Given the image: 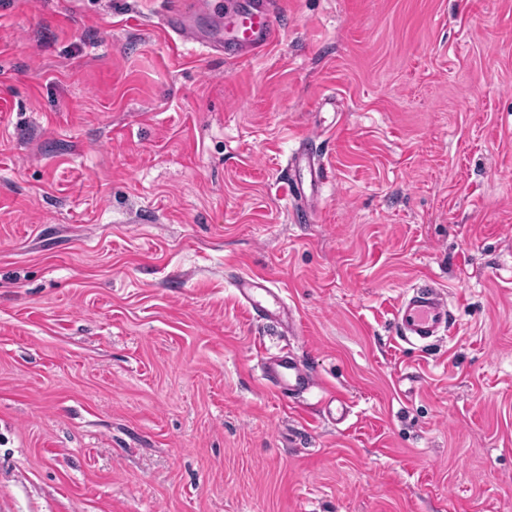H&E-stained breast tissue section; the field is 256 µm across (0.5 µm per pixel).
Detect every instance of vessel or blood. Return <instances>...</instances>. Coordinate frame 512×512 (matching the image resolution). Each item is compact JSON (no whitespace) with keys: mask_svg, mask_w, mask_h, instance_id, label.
I'll return each mask as SVG.
<instances>
[{"mask_svg":"<svg viewBox=\"0 0 512 512\" xmlns=\"http://www.w3.org/2000/svg\"><path fill=\"white\" fill-rule=\"evenodd\" d=\"M209 33H201L193 24L192 10L174 9L168 12L163 25L168 36L189 39L206 49L234 60L255 57L275 43L278 36V12L275 0H239L237 6L221 13H211ZM291 208L300 224L313 222V205L322 185L328 178L313 138H306L305 146L287 162ZM233 286L254 318L274 320L286 326L289 334H297L296 316L271 288L266 279L257 275L238 276ZM393 321L402 339L409 343H427L447 333L451 315L448 299L442 289L426 285L406 291L398 302ZM261 377L282 399L299 406L304 395L324 392L322 410L333 422L343 421L350 406L347 400L333 393H325L322 380L305 366L295 354L282 350L262 356L259 362Z\"/></svg>","mask_w":512,"mask_h":512,"instance_id":"vessel-or-blood-1","label":"vessel or blood"}]
</instances>
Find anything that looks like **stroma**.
Instances as JSON below:
<instances>
[{
  "label": "stroma",
  "mask_w": 512,
  "mask_h": 512,
  "mask_svg": "<svg viewBox=\"0 0 512 512\" xmlns=\"http://www.w3.org/2000/svg\"><path fill=\"white\" fill-rule=\"evenodd\" d=\"M181 2L0 0V512H512V0H280L245 61ZM285 347L343 422L262 383ZM305 146L287 162L290 205L298 224L313 222L316 212L314 199L328 178L327 167L312 137L305 139ZM233 288L239 298L246 304L254 318L258 320H276L288 327V334L298 333L299 325L296 316L275 291L267 284V280L257 275L238 276ZM393 321L401 338L409 343H427L450 327L448 299L442 289L426 285L406 291L398 302Z\"/></svg>",
  "instance_id": "35a3bbf8"
}]
</instances>
